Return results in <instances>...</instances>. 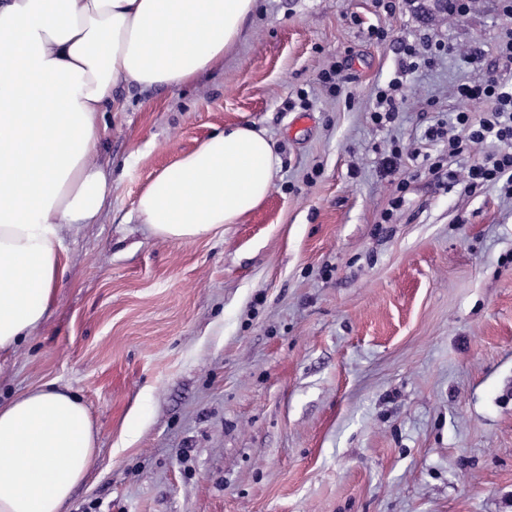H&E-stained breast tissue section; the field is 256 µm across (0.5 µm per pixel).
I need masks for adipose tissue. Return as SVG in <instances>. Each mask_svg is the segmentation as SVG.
<instances>
[{
	"instance_id": "1",
	"label": "adipose tissue",
	"mask_w": 512,
	"mask_h": 512,
	"mask_svg": "<svg viewBox=\"0 0 512 512\" xmlns=\"http://www.w3.org/2000/svg\"><path fill=\"white\" fill-rule=\"evenodd\" d=\"M255 0H0V352L42 326L66 263L62 232L94 224L112 187L99 151L124 84L176 89L216 67ZM265 130L234 125L181 155L139 197L155 236L236 224L274 187ZM98 448L70 389L0 404V512H66Z\"/></svg>"
}]
</instances>
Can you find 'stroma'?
<instances>
[{"label": "stroma", "instance_id": "stroma-1", "mask_svg": "<svg viewBox=\"0 0 512 512\" xmlns=\"http://www.w3.org/2000/svg\"><path fill=\"white\" fill-rule=\"evenodd\" d=\"M394 4L256 0L222 65L117 89L100 221L66 230L42 327L0 354L1 398L67 387L99 430L68 512H512V199L423 159L477 161L425 133L486 108L455 94L476 75L465 49L512 75V17L499 0L463 17ZM423 34L459 50L411 73L406 111L376 125L398 42ZM333 65L340 97L320 82ZM243 124L280 157L256 210L189 242L137 223L157 172ZM395 138L423 156L388 174Z\"/></svg>", "mask_w": 512, "mask_h": 512}]
</instances>
